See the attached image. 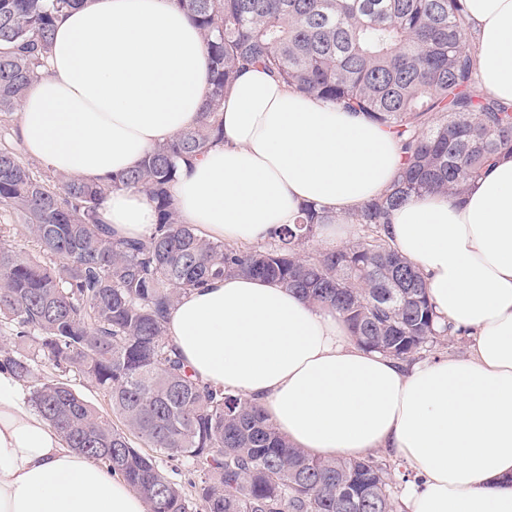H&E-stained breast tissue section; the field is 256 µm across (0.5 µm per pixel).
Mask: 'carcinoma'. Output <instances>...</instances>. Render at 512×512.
Returning a JSON list of instances; mask_svg holds the SVG:
<instances>
[{
  "instance_id": "cac0c4a2",
  "label": "carcinoma",
  "mask_w": 512,
  "mask_h": 512,
  "mask_svg": "<svg viewBox=\"0 0 512 512\" xmlns=\"http://www.w3.org/2000/svg\"><path fill=\"white\" fill-rule=\"evenodd\" d=\"M83 0H0V122L42 75L56 22ZM198 26L212 91L192 129L154 147L109 182L43 178L20 142L0 141V205L44 256L0 242V367L78 450L120 475L149 512H399L372 458H315L288 444L263 410L194 378L166 337L181 292L226 274L270 278L345 320L355 342L408 361L437 329L420 271L392 246L391 212L424 193L460 197L498 158L512 157V106L481 92L460 0H174ZM260 66L292 89L358 112L397 140L393 188L351 216L358 237L307 252L328 217L313 204L267 247L214 241L178 223L170 192L224 140V94ZM145 192L157 220L146 240L99 223L114 189ZM46 362L56 378L33 383ZM90 379L116 425L66 382ZM189 468L169 480L140 446Z\"/></svg>"
}]
</instances>
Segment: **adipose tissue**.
<instances>
[{"label":"adipose tissue","instance_id":"obj_1","mask_svg":"<svg viewBox=\"0 0 512 512\" xmlns=\"http://www.w3.org/2000/svg\"><path fill=\"white\" fill-rule=\"evenodd\" d=\"M480 89L512 104V0H461ZM201 34L173 0H84L56 25L16 135L52 171L107 181L193 127L209 96ZM224 140L171 186L178 220L213 240L259 244L323 206V245L384 193L400 168L392 136L363 116L297 93L259 68L224 99ZM98 217L138 240L156 213L135 189ZM390 241L422 272L438 316L473 337L463 357L411 366L357 346L343 319L278 283L227 276L182 294L170 343L202 382L259 404L294 447L358 458L385 449L422 483L406 512H512V157L462 199L438 193L391 214ZM0 512H148L123 478L67 447L0 370Z\"/></svg>","mask_w":512,"mask_h":512}]
</instances>
